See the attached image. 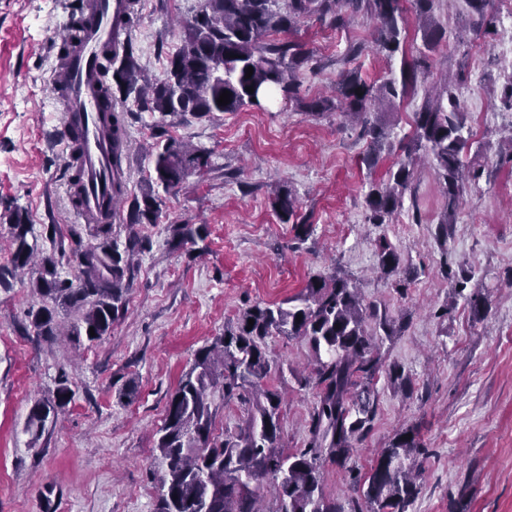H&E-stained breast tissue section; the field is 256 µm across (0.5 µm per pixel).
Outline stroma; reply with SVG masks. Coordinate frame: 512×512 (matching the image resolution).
I'll return each mask as SVG.
<instances>
[{"label":"stroma","instance_id":"stroma-1","mask_svg":"<svg viewBox=\"0 0 512 512\" xmlns=\"http://www.w3.org/2000/svg\"><path fill=\"white\" fill-rule=\"evenodd\" d=\"M80 0H0V266L9 265L7 213L28 219V241L65 252L85 223L69 204L68 159L58 134L64 101L56 91L62 35ZM202 0H137L124 38L146 77H162L180 43V21ZM447 39L431 54L428 81L455 85L469 136L466 161L481 168L467 187L446 244L436 238L444 199L429 161L417 160L413 182L391 223L367 221L370 181L385 179L414 132L421 96L377 107L387 128L371 146L358 120L344 112L310 114L301 100L333 95L342 69H358L379 84L398 73L399 58L373 47L374 22L362 12L342 27L300 20L292 40L312 51L300 70V102L275 94L252 107L196 119L129 113L124 176L139 192L151 172L158 128L210 155V165L163 197L158 223L131 225L120 203L112 234L136 232L149 248L135 258L127 310L109 335L74 345L69 337L34 336L28 310L38 304L30 277L0 284V512H152L158 494L155 446L168 396L197 350L221 335L243 309L300 293L311 277L345 275L364 302L385 306L398 333L380 351L403 366L412 387L401 392L380 379L373 427L346 466L327 464L325 492L345 500L355 490L345 467L368 473L381 448L415 426L429 450L419 461L414 512H512V154L501 140L512 112L500 97L512 84V64L499 47L512 43V22L493 4L497 33L470 25L464 0H434ZM364 50L350 59L351 43ZM376 153L378 163L364 158ZM296 200L294 222L273 210L271 188ZM309 225L297 237L295 224ZM175 224L203 225L204 239L180 244ZM387 239L418 275L406 293L377 269V245ZM470 275L488 309L474 315L453 298L447 270ZM273 369L266 380L282 396L280 445L304 446L315 396L299 386L312 353L305 340L269 338ZM74 392L40 436L25 430L34 403L61 377Z\"/></svg>","mask_w":512,"mask_h":512}]
</instances>
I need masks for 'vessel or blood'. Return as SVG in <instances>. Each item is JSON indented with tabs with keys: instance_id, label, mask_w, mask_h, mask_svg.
Instances as JSON below:
<instances>
[{
	"instance_id": "obj_1",
	"label": "vessel or blood",
	"mask_w": 512,
	"mask_h": 512,
	"mask_svg": "<svg viewBox=\"0 0 512 512\" xmlns=\"http://www.w3.org/2000/svg\"><path fill=\"white\" fill-rule=\"evenodd\" d=\"M128 6V0H84L90 22L64 62L63 144L76 141L81 146V180L73 193L78 214L90 223L112 216L118 203L112 191V112L101 95L104 75L97 58L113 42V18Z\"/></svg>"
}]
</instances>
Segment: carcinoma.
<instances>
[{"label":"carcinoma","mask_w":512,"mask_h":512,"mask_svg":"<svg viewBox=\"0 0 512 512\" xmlns=\"http://www.w3.org/2000/svg\"><path fill=\"white\" fill-rule=\"evenodd\" d=\"M479 28L492 24L491 0H465ZM434 0H203L200 11L181 24L180 46L170 57L164 78L139 84L129 44L103 52L105 68L112 69L115 87L124 97L134 96L143 112L168 117L238 112L260 106L280 90L288 98L299 94L298 72L312 57L300 42L268 40L272 33H287L303 18L315 16L338 24L346 12L364 10L375 20L373 43L391 58L406 40L407 12L419 21L425 43L437 47L445 36L432 17ZM253 67L251 78L246 69ZM427 64L420 59L403 61L400 76H391L379 85L364 80L356 69L345 70L336 83V99L318 98L306 104L312 112L338 110L358 116L363 135L378 142L386 138L384 127L371 114L375 105L404 98L414 91ZM254 88L249 93L246 88ZM230 103L217 104L223 91ZM363 95H357V92ZM414 135L404 145V157L389 171L387 180L372 181L365 196L368 221L387 224L402 205L410 188L412 165L418 152L433 165L446 199L440 220V234L448 238L454 223L465 182L479 179L480 172L468 167L463 155L468 148L464 136L463 112L450 82L437 93L428 90L414 111ZM112 164L116 172L115 193L128 195L122 169L126 149L125 118L112 113ZM153 176L140 194L132 195L129 219L132 224H156L162 203L158 189L178 188L195 171L210 164V154L168 138L151 147ZM273 205L283 222L295 216L291 194L280 191ZM10 238L14 250L11 266L0 267V283L19 271L37 273L34 291L51 304L29 312L30 326L38 336L57 335L55 306L74 313L69 330L77 344L81 338L95 342L112 331L126 310L127 280L132 259L143 249L142 240L129 236L121 244L112 236V225L92 224L94 242L76 243L68 263L77 274L63 278L60 259L41 250L27 239L25 216L9 215ZM202 226L173 225L174 235L183 244L203 239ZM400 255L386 240L378 246V268L385 276L400 273ZM467 279L455 281L454 296L462 297L474 314L486 307L480 292L464 294ZM295 304H256L243 310L235 324L224 328L212 343L200 348L193 363L169 395L166 418L159 429L156 472L160 493L154 512H262L258 503L264 485L275 483L276 508L271 512H412L419 494L416 465L426 448L418 432L406 428L380 450L371 472L363 479L352 477L360 499L349 507L325 494L324 470L328 462L344 466L354 448L371 429L377 407L374 385L384 376L402 388L411 380L380 354V335L396 333L394 322L376 304H363L349 279L335 275L313 279L294 298ZM254 320L248 326V320ZM95 335H90L89 328ZM300 337L313 354L311 374L298 379L302 387L314 385L317 401L309 422V440L292 453L280 447L281 397L263 385L272 370L267 355V339L276 336ZM222 392L224 402L234 400L249 405L247 417L235 430L224 431V439L213 436L215 411L211 397ZM73 394L68 378L62 377L53 396L38 400L27 421L38 433L50 414L70 401Z\"/></svg>","instance_id":"cac0c4a2"}]
</instances>
